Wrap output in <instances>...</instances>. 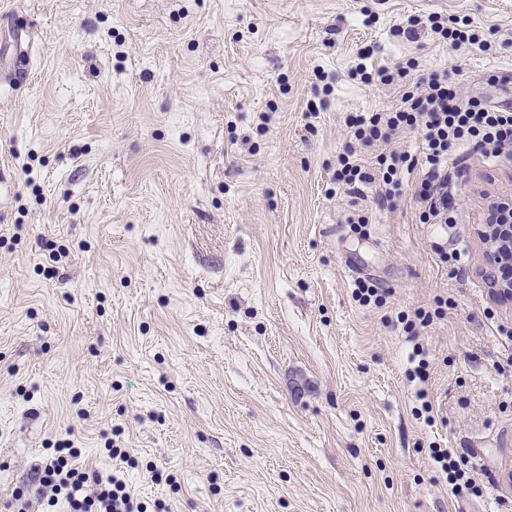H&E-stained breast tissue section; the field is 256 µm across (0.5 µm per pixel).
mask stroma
<instances>
[{
  "instance_id": "35a3bbf8",
  "label": "stroma",
  "mask_w": 512,
  "mask_h": 512,
  "mask_svg": "<svg viewBox=\"0 0 512 512\" xmlns=\"http://www.w3.org/2000/svg\"><path fill=\"white\" fill-rule=\"evenodd\" d=\"M434 13L489 51L402 35ZM366 48L512 104L488 81L512 0H0V512L62 447L170 512H512V305L478 235L512 153L452 151L445 224L419 222L416 172L337 189L345 146L371 170L422 147L352 140L399 98L351 78ZM366 277L381 305L354 301ZM430 458L435 471L444 476L448 483L453 485V488H459L462 481L463 485L468 486L470 490L475 489L476 485L462 468V465L466 464L453 457L447 448L433 446L430 448Z\"/></svg>"
}]
</instances>
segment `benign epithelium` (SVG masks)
I'll list each match as a JSON object with an SVG mask.
<instances>
[{"label": "benign epithelium", "instance_id": "obj_1", "mask_svg": "<svg viewBox=\"0 0 512 512\" xmlns=\"http://www.w3.org/2000/svg\"><path fill=\"white\" fill-rule=\"evenodd\" d=\"M481 235L487 239L485 263L493 289L507 300H512V279H499L494 270L504 255L512 256V196L496 197L492 208L487 210L485 224L482 225Z\"/></svg>", "mask_w": 512, "mask_h": 512}]
</instances>
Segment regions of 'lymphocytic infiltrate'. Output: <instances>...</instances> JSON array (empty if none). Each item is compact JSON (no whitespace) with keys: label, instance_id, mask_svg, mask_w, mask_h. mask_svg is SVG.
I'll return each instance as SVG.
<instances>
[{"label":"lymphocytic infiltrate","instance_id":"f902f5d3","mask_svg":"<svg viewBox=\"0 0 512 512\" xmlns=\"http://www.w3.org/2000/svg\"><path fill=\"white\" fill-rule=\"evenodd\" d=\"M350 75L367 84L376 81L397 86L400 94V104L393 111L347 118L355 140L386 144L402 129L418 131L422 137L421 157L392 150L377 158L384 184L394 188L403 174L421 170L416 194L421 223H437L452 207L448 194V154L452 149L473 143L497 151L512 145V107L492 106L480 97L462 98L447 77L435 75L420 84L409 80L406 69L392 72L381 67L372 71L362 59ZM77 455L71 448L34 464L32 480L42 491L33 498L16 491L18 512H134L124 476L117 471L106 477L83 471L73 463Z\"/></svg>","mask_w":512,"mask_h":512}]
</instances>
